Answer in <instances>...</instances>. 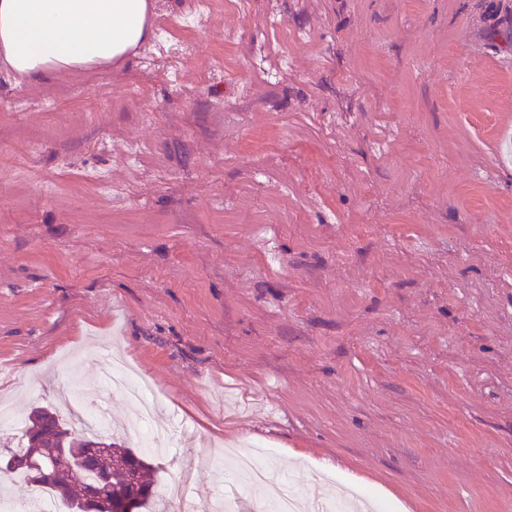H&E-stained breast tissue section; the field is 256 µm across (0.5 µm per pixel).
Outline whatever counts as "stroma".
Segmentation results:
<instances>
[{"instance_id":"stroma-1","label":"stroma","mask_w":512,"mask_h":512,"mask_svg":"<svg viewBox=\"0 0 512 512\" xmlns=\"http://www.w3.org/2000/svg\"><path fill=\"white\" fill-rule=\"evenodd\" d=\"M155 12L109 68L0 59L5 403L74 423L107 348L188 431L160 492L203 504L251 443L303 500L512 512V0Z\"/></svg>"}]
</instances>
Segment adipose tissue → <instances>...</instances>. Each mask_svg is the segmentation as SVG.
<instances>
[{
  "mask_svg": "<svg viewBox=\"0 0 512 512\" xmlns=\"http://www.w3.org/2000/svg\"><path fill=\"white\" fill-rule=\"evenodd\" d=\"M146 0H0V55L35 80L111 63L147 39Z\"/></svg>",
  "mask_w": 512,
  "mask_h": 512,
  "instance_id": "obj_1",
  "label": "adipose tissue"
}]
</instances>
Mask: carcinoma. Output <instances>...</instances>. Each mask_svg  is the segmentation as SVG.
Listing matches in <instances>:
<instances>
[{"label":"carcinoma","mask_w":512,"mask_h":512,"mask_svg":"<svg viewBox=\"0 0 512 512\" xmlns=\"http://www.w3.org/2000/svg\"><path fill=\"white\" fill-rule=\"evenodd\" d=\"M20 446L7 449V456L19 459L48 458L66 461V464L77 463L88 452L91 442H98L96 434L77 433L71 426L59 419L56 412L47 407H36L28 416V425L21 435ZM108 451L117 455L128 468L114 470L110 474L111 491L106 496L89 502L85 500L87 486L97 483L98 471L90 464L80 468L77 475H68V493L62 495L56 491L53 481L38 482L36 487L45 494L56 508H66L76 512L74 507L82 506L83 512H144L157 497L153 491L154 468L147 462L146 456L132 448L104 440Z\"/></svg>","instance_id":"1"}]
</instances>
